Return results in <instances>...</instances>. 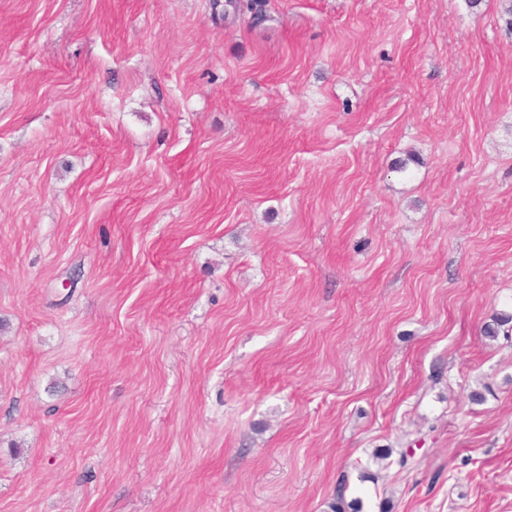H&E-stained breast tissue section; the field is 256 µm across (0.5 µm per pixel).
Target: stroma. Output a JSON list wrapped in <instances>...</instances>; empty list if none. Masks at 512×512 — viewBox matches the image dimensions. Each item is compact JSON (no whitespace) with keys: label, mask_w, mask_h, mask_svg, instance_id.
<instances>
[{"label":"stroma","mask_w":512,"mask_h":512,"mask_svg":"<svg viewBox=\"0 0 512 512\" xmlns=\"http://www.w3.org/2000/svg\"><path fill=\"white\" fill-rule=\"evenodd\" d=\"M503 312V0H0V512H512ZM224 10H222L221 17L226 15V6L232 7L233 11L241 12L242 14H250L251 22L255 25L261 23L266 16V0H233L224 1Z\"/></svg>","instance_id":"1"}]
</instances>
